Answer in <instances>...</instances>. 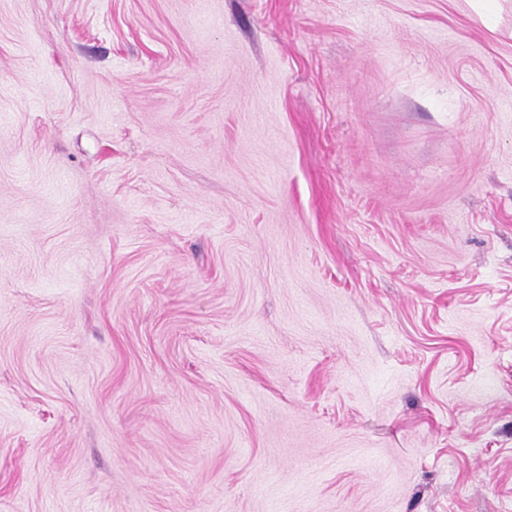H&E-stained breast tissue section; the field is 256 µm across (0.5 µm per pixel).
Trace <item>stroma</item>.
<instances>
[{
    "mask_svg": "<svg viewBox=\"0 0 512 512\" xmlns=\"http://www.w3.org/2000/svg\"><path fill=\"white\" fill-rule=\"evenodd\" d=\"M0 512H512V0H0Z\"/></svg>",
    "mask_w": 512,
    "mask_h": 512,
    "instance_id": "stroma-1",
    "label": "stroma"
}]
</instances>
